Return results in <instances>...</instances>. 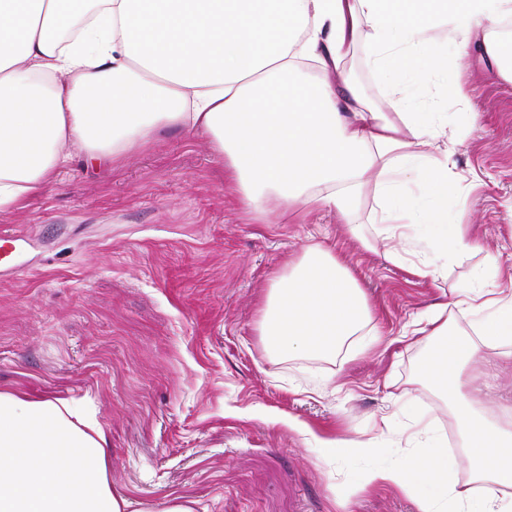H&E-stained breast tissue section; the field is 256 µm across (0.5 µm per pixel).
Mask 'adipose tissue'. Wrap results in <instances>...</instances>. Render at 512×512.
Masks as SVG:
<instances>
[{"instance_id": "obj_1", "label": "adipose tissue", "mask_w": 512, "mask_h": 512, "mask_svg": "<svg viewBox=\"0 0 512 512\" xmlns=\"http://www.w3.org/2000/svg\"><path fill=\"white\" fill-rule=\"evenodd\" d=\"M512 0H0V212L18 209L68 169L111 164L164 128L210 135L241 203L352 221L366 194L386 258L405 262L418 228L468 250L448 215V123L410 109V83L467 100L448 51L478 54L512 80V44L489 36ZM386 88L376 109L344 61L359 43ZM429 65L419 69L417 52ZM486 255L453 306L425 326L421 379L446 400L470 476L425 440L409 464L368 470L363 486L417 496L419 512H512V425L467 389L483 350L512 361V287ZM472 315L458 327L453 310ZM356 279L329 247L308 246L269 288L263 318L278 357L330 355L370 321ZM107 431L81 404L0 391V512H194L173 497L134 507L110 480Z\"/></svg>"}]
</instances>
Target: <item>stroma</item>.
<instances>
[{"label":"stroma","instance_id":"obj_1","mask_svg":"<svg viewBox=\"0 0 512 512\" xmlns=\"http://www.w3.org/2000/svg\"><path fill=\"white\" fill-rule=\"evenodd\" d=\"M458 73L468 103L448 115L460 183L448 211L475 251L433 277L366 250L335 212L295 222L269 205L249 214L208 136L160 130L110 168L82 164L11 212L20 234L0 276V391L87 402L108 429L110 478L141 504L170 496L194 512H333L373 465L407 460L397 402L455 440L452 414L418 379L426 347L409 326L453 303L486 254L512 274V82L475 58ZM333 247L372 317L332 356L279 359L261 331L267 291L306 246ZM487 413L512 405V362L489 356L472 384ZM376 436L370 457L320 460L321 440ZM352 512H418L414 497L368 488Z\"/></svg>","mask_w":512,"mask_h":512}]
</instances>
